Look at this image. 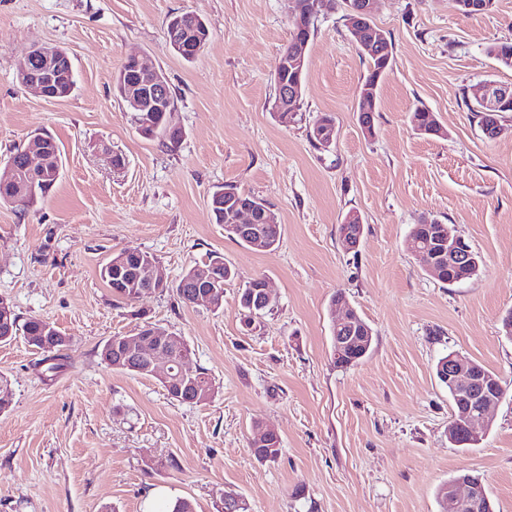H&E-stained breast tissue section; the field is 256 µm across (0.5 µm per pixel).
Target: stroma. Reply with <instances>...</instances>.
Segmentation results:
<instances>
[{
  "mask_svg": "<svg viewBox=\"0 0 512 512\" xmlns=\"http://www.w3.org/2000/svg\"><path fill=\"white\" fill-rule=\"evenodd\" d=\"M210 31L184 60L166 40L170 15ZM337 0L314 5L301 109L273 117V72L294 29V0H0V166L29 135L59 145L62 175L22 210L0 203V296L20 318L68 336L54 383L23 339L0 344L13 390L0 413V512H168L186 498L220 512L226 491L250 512H449L439 488L460 471L481 478L496 512H512V112L486 139L473 114L487 81L512 86L488 53L512 41V0L463 15L456 0H378L374 24L393 66L378 87L374 133L358 122L367 73ZM61 47L75 89L48 101L17 79L37 44ZM161 70L175 95L169 150L144 138L115 90L128 56ZM446 134L414 130L415 109ZM335 119L328 146L309 129ZM124 156L114 169L109 154ZM233 185L266 201L282 227L256 251L213 223L212 193ZM358 214V250L337 227ZM435 218L482 258L471 279L432 278L407 250L413 225ZM123 249L154 254L169 280L218 252L236 271L224 307L183 304L170 290L118 301L100 276ZM265 277L272 308L243 326L238 299ZM343 292L371 325L368 355L334 364L330 300ZM152 322L189 343L215 384L181 404L158 381L105 364L102 345ZM468 356L500 376L505 397L485 440H448L455 407L439 358ZM277 430L281 454L259 463L255 422Z\"/></svg>",
  "mask_w": 512,
  "mask_h": 512,
  "instance_id": "35a3bbf8",
  "label": "stroma"
}]
</instances>
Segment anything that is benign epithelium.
Masks as SVG:
<instances>
[{
  "label": "benign epithelium",
  "mask_w": 512,
  "mask_h": 512,
  "mask_svg": "<svg viewBox=\"0 0 512 512\" xmlns=\"http://www.w3.org/2000/svg\"><path fill=\"white\" fill-rule=\"evenodd\" d=\"M376 0H358L350 9L349 28L355 35L358 45L366 51L382 48L384 34L372 23V15ZM172 48L186 57H195L200 52V45L187 37H180L172 42ZM307 43H299L290 54L279 59V65L295 77H300L306 62ZM135 68L133 78L128 73L120 74L122 95L127 107L135 112H170L169 92L166 83L158 75V70L150 68L139 59L130 58ZM20 84L46 99H61L70 95V85L73 82L72 64L69 57L56 45L42 44L33 47L19 70ZM479 101L493 112L512 101V88L504 85L485 83L480 87ZM58 155V145L51 139L44 140L41 135L35 136V142L27 149V155L21 164L9 162L6 172L0 178L3 185H10L28 199H34L39 193L40 186L52 173L51 163ZM229 214L233 216V231L247 242L254 244L265 243L262 224L271 221L267 210L240 203L234 199L224 203ZM436 248L429 253H421L426 269L436 275L443 267H448V273L456 281L466 278L477 266V260L470 249L459 241V235L453 229L441 225L434 232ZM138 255L136 250L118 252L110 261L109 271L121 278L129 272L136 275L143 293H150L158 283L165 282V272L162 267L139 262L137 267L130 266L129 258ZM216 274L207 267L197 269L192 276V284L196 288L193 300L204 303L210 308L220 304V295L216 288ZM336 306L344 310V315L336 321V327L350 331L348 336L336 337V345H352L361 351L365 348L364 337L360 336L356 319L352 317L351 306L342 300ZM179 340V336L153 337L157 348H152L147 342L139 340L114 346L109 350L111 364L131 370L145 372L162 380L167 385H182L191 375V370L182 365L173 368L169 359L160 347ZM69 338L55 334L35 336L30 344L36 350L48 353L61 349L68 344ZM438 376L453 391L455 404L459 409L455 425L465 429L474 436L487 431L490 426V413L501 403L505 389L497 375H490L478 366L474 360L454 353L448 356L438 366ZM482 483L480 479L469 478L465 483L448 488V500L453 505V512H480L484 503L479 496Z\"/></svg>",
  "instance_id": "1"
}]
</instances>
